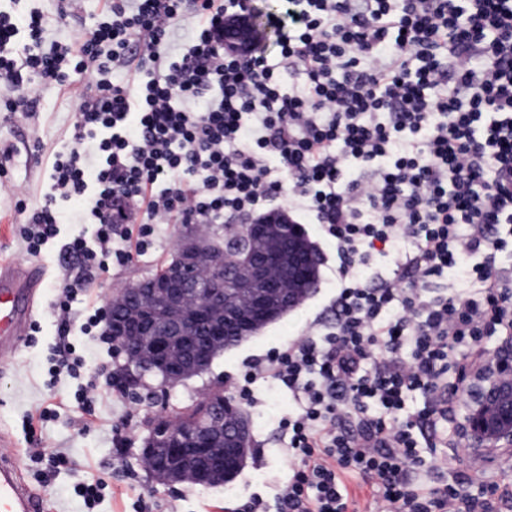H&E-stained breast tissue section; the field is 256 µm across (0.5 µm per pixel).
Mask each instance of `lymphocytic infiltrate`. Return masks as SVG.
Segmentation results:
<instances>
[{"label": "lymphocytic infiltrate", "instance_id": "f902f5d3", "mask_svg": "<svg viewBox=\"0 0 512 512\" xmlns=\"http://www.w3.org/2000/svg\"><path fill=\"white\" fill-rule=\"evenodd\" d=\"M270 18L278 54L224 51L225 17L251 0H107L103 19L45 46V17L0 0V84L9 112H34L41 86L81 83L69 140L22 238L40 254L78 198L53 359L75 371L71 303L93 270L153 246L158 224H240L288 208L336 253L335 321L310 320L233 378L255 404L287 393L278 419L288 479L252 512H497L512 490L434 486L456 446L455 407L472 378L498 372L484 337L512 336V0H285ZM190 23L180 52L169 40ZM136 65L137 84L114 80ZM301 76L283 92L284 76ZM427 402L398 420L406 398ZM423 438H416V431Z\"/></svg>", "mask_w": 512, "mask_h": 512}]
</instances>
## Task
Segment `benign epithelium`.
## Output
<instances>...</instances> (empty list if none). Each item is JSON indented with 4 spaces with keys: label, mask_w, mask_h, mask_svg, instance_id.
Returning a JSON list of instances; mask_svg holds the SVG:
<instances>
[{
    "label": "benign epithelium",
    "mask_w": 512,
    "mask_h": 512,
    "mask_svg": "<svg viewBox=\"0 0 512 512\" xmlns=\"http://www.w3.org/2000/svg\"><path fill=\"white\" fill-rule=\"evenodd\" d=\"M258 41L249 14L224 23V49L247 55ZM248 223L254 229L252 248L241 252L232 267H227L224 244L212 225H186L163 272L126 287L125 313L115 317L112 305H107L106 335L140 376H158L165 387L174 388L210 368L225 348V333L250 335L255 329L252 310L269 307L272 317L302 303L301 295L281 287L283 239H288V266L317 263L315 254L294 247V240L305 238L302 225L286 209L269 210ZM202 271L211 277L199 288L192 275ZM499 362L503 378L469 408L467 424L478 447H498L512 456V356ZM219 393H224L221 381L170 420L169 432L159 420L148 421L151 447L143 449V457L156 480L172 487H208L237 450L251 444L244 410L215 402L213 396Z\"/></svg>",
    "instance_id": "7a95c632"
}]
</instances>
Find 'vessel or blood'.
<instances>
[{
    "mask_svg": "<svg viewBox=\"0 0 512 512\" xmlns=\"http://www.w3.org/2000/svg\"><path fill=\"white\" fill-rule=\"evenodd\" d=\"M45 273L36 267L0 265V358L11 355L25 340L34 301L42 292ZM0 436V512H45L41 493L24 484L18 463Z\"/></svg>",
    "mask_w": 512,
    "mask_h": 512,
    "instance_id": "vessel-or-blood-1",
    "label": "vessel or blood"
}]
</instances>
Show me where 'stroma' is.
Masks as SVG:
<instances>
[{"instance_id":"35a3bbf8","label":"stroma","mask_w":512,"mask_h":512,"mask_svg":"<svg viewBox=\"0 0 512 512\" xmlns=\"http://www.w3.org/2000/svg\"><path fill=\"white\" fill-rule=\"evenodd\" d=\"M48 17V36L69 41L91 28L105 6V0H75V10L67 20L56 16L55 0H38ZM80 85L65 89L43 87L39 112L30 118L0 111V147H13L7 176L20 184L28 206L40 204L48 189L53 155L67 140L75 121V103ZM26 215L18 210L14 197L0 196V263L43 268L47 274L33 323L18 351L0 363V435L12 444L24 481L40 491L46 512H136V503L149 505L152 512H246L253 495L271 498L272 485L286 480L288 461L281 450L285 442L267 419L269 408L287 412V395L274 396L258 387L256 406L249 408L253 453L229 485L200 487L190 484L172 490L151 478L141 458L148 436L146 422L155 415H171L200 401L213 381L236 374L243 360L286 344L306 322L323 312L336 292V259L322 240L317 225L305 231L319 254V280L310 296L288 315L257 335L225 350L212 363L209 372L192 377L170 390L164 403L149 397V388L124 387L120 377L123 361L100 330L83 334L88 304L106 306L118 291L151 276L172 258L179 225L161 224L156 228V248L150 254L125 265H111L96 273L89 296L72 305L70 339L84 363L77 375L56 371L51 350L58 339L60 321L52 310L62 279L75 272L80 261L65 244L80 227L64 224L58 238L39 255L27 254L20 230ZM95 387V413L83 414L75 397L87 385ZM55 404L53 418L40 421L36 415L48 404ZM62 451L67 466L54 468L51 453ZM445 461L444 479L467 485L470 475H479L484 484L512 486V457L482 458L473 450L468 434H461L459 445L438 452ZM95 483L100 498L87 507L77 492L79 484Z\"/></svg>"}]
</instances>
